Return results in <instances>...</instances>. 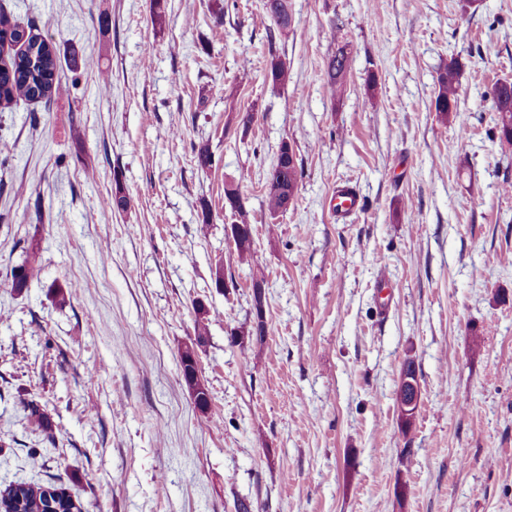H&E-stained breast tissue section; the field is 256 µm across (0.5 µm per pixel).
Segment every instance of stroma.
<instances>
[{
    "label": "stroma",
    "mask_w": 512,
    "mask_h": 512,
    "mask_svg": "<svg viewBox=\"0 0 512 512\" xmlns=\"http://www.w3.org/2000/svg\"><path fill=\"white\" fill-rule=\"evenodd\" d=\"M264 2L163 0L157 20L152 0H0L52 39L67 88L0 110V489L57 484L86 512H235L239 498L252 512H512V147L490 95L512 80V0H288L272 39ZM73 46L90 66H69ZM453 57L464 136L434 109ZM285 141L304 174L273 216ZM228 182L253 228L243 256ZM343 186L364 207L340 224ZM33 248L39 275L14 293ZM257 269L266 336L234 346ZM409 359L421 397L406 430ZM348 46V44H344L338 47L328 61L326 90L333 98L343 92L351 54ZM190 349L193 353L192 357V364H187L184 369V354L185 352ZM195 350L193 348L187 347V349L183 352L182 357V367L184 369L183 378L186 382L187 386L191 390L192 396L194 398L195 405L201 409L204 410L209 407L210 405V395L208 390L201 384V382L198 380L195 370H196V362H195ZM195 368V369H194ZM407 372L402 376L399 388L397 390V399L399 405V414L401 424L405 428H409L412 422V416L415 414L418 404L420 402V387L418 379L410 374L416 375V365L414 360H406L403 372ZM403 419H408L407 421H403Z\"/></svg>",
    "instance_id": "1"
}]
</instances>
